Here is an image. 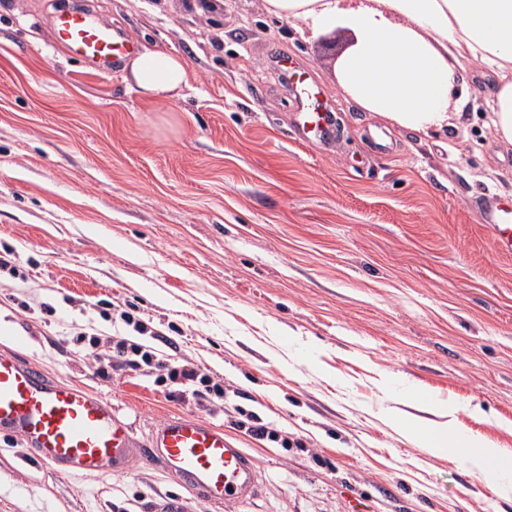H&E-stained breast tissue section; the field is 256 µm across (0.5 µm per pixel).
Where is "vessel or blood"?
Returning a JSON list of instances; mask_svg holds the SVG:
<instances>
[{
  "label": "vessel or blood",
  "mask_w": 512,
  "mask_h": 512,
  "mask_svg": "<svg viewBox=\"0 0 512 512\" xmlns=\"http://www.w3.org/2000/svg\"><path fill=\"white\" fill-rule=\"evenodd\" d=\"M54 38L73 58L104 71L131 55L136 44L83 10H65L53 20ZM299 127L309 141L332 133L321 93L298 91ZM485 221L499 254L512 255V201L493 200ZM0 434L20 437L32 459L57 474H106L133 462H158L180 485L178 494L154 503L152 512H187L189 499L220 512L250 500L259 487L253 459L212 422L189 415L168 418L140 445L111 403L83 388L56 381L25 358L0 352Z\"/></svg>",
  "instance_id": "1"
}]
</instances>
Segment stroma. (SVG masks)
Masks as SVG:
<instances>
[{"label":"stroma","mask_w":512,"mask_h":512,"mask_svg":"<svg viewBox=\"0 0 512 512\" xmlns=\"http://www.w3.org/2000/svg\"><path fill=\"white\" fill-rule=\"evenodd\" d=\"M63 2L0 0V322L24 336L0 351L102 395L139 442L177 415L222 427L261 485L229 512H512L386 420L427 390L480 405L462 428L512 448V256L485 226L488 195L512 199V145L479 64L420 139L339 88L347 33L299 32L263 0H71L188 62L182 96L151 102L55 45ZM302 80L329 142L302 138ZM91 336L158 363L99 371ZM180 365L223 397L169 381ZM177 489L156 463L54 474L0 435V512H150Z\"/></svg>","instance_id":"35a3bbf8"}]
</instances>
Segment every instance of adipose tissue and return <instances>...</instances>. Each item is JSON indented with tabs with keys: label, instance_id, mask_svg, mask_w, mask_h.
<instances>
[{
	"label": "adipose tissue",
	"instance_id": "ef3b65f1",
	"mask_svg": "<svg viewBox=\"0 0 512 512\" xmlns=\"http://www.w3.org/2000/svg\"><path fill=\"white\" fill-rule=\"evenodd\" d=\"M280 20L313 33L346 30L353 41L335 64L339 87L371 116L422 136L448 126L457 69L478 61L494 77L490 124L512 144V0H264ZM125 80L145 98L167 101L189 84L181 56L142 47L124 63ZM478 418L477 406L452 405L433 421L401 418L411 444L434 455L456 453L479 474L512 494V448L464 435L458 412Z\"/></svg>",
	"mask_w": 512,
	"mask_h": 512
}]
</instances>
